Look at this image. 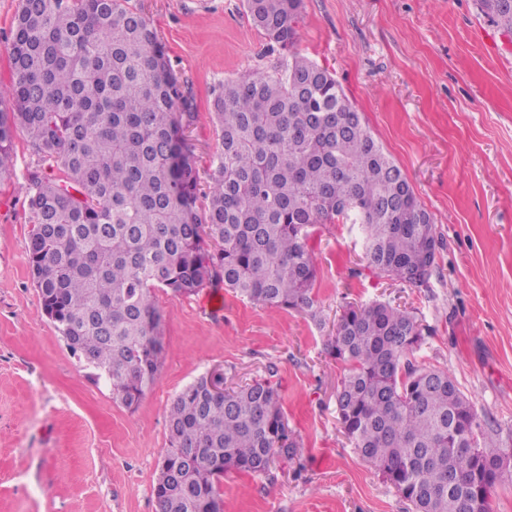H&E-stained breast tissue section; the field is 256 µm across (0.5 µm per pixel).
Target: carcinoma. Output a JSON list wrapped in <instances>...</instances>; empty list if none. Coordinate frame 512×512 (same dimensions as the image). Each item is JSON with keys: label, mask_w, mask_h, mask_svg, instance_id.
<instances>
[{"label": "carcinoma", "mask_w": 512, "mask_h": 512, "mask_svg": "<svg viewBox=\"0 0 512 512\" xmlns=\"http://www.w3.org/2000/svg\"><path fill=\"white\" fill-rule=\"evenodd\" d=\"M269 42L292 47L302 0H243ZM512 38V0H479ZM14 110L0 111V177L16 129L49 174L27 188L28 265L42 308L112 398L136 408L163 345L154 292L224 285L257 304L320 309L308 246L314 224H357L374 274L424 286L435 224L407 176L325 68L292 53L274 76L224 82L207 205L185 129L195 119L156 32L128 0H20L10 44ZM413 310L348 305L325 343L344 367V434L414 512H489L498 462L512 455L446 371L410 355ZM205 373L172 400L154 497L166 512H224V473L263 476L300 462L278 385L256 379L215 397Z\"/></svg>", "instance_id": "obj_1"}]
</instances>
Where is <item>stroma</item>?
I'll list each match as a JSON object with an SVG mask.
<instances>
[{
  "instance_id": "stroma-1",
  "label": "stroma",
  "mask_w": 512,
  "mask_h": 512,
  "mask_svg": "<svg viewBox=\"0 0 512 512\" xmlns=\"http://www.w3.org/2000/svg\"><path fill=\"white\" fill-rule=\"evenodd\" d=\"M190 91L185 137L201 176L218 145L211 93L276 74L290 52L333 73L401 167L441 242L427 285L364 267L350 224L309 229L320 319L233 292L214 314L206 291H156L162 368L139 406L113 400L45 314L28 267L27 188L42 162L23 131L0 180V512H155L167 411L185 386L222 370L225 387L277 382L305 469L226 473L224 512H409L346 439L336 412L341 365L324 344L347 304L417 309L428 334L413 358L448 371L512 447V41L478 0H303L292 50L271 47L242 0H131Z\"/></svg>"
}]
</instances>
